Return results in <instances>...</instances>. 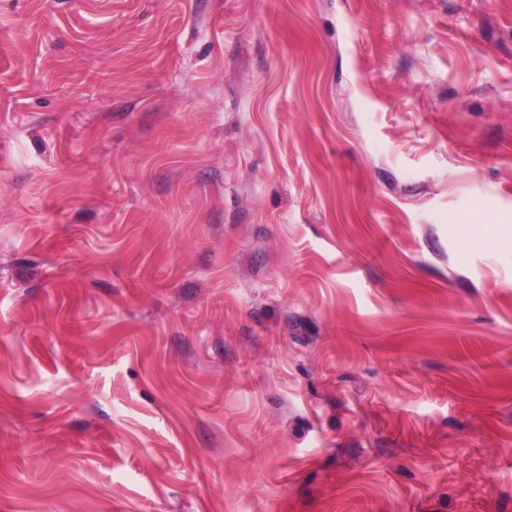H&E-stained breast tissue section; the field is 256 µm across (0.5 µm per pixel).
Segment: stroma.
Here are the masks:
<instances>
[{"label": "stroma", "instance_id": "35a3bbf8", "mask_svg": "<svg viewBox=\"0 0 512 512\" xmlns=\"http://www.w3.org/2000/svg\"><path fill=\"white\" fill-rule=\"evenodd\" d=\"M512 0H0V512H512Z\"/></svg>", "mask_w": 512, "mask_h": 512}]
</instances>
